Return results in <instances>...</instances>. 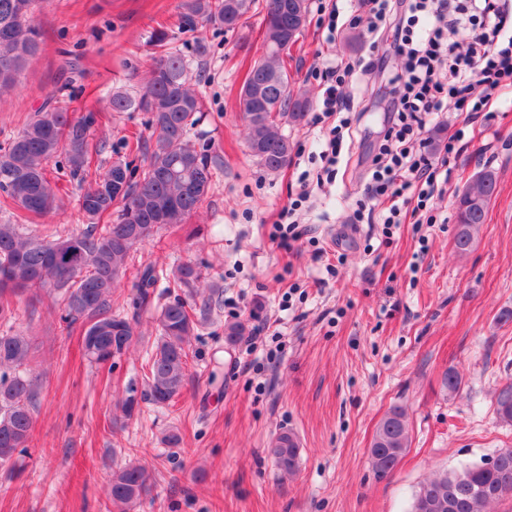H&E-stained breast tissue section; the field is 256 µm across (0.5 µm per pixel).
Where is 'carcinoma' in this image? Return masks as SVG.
<instances>
[{"mask_svg":"<svg viewBox=\"0 0 512 512\" xmlns=\"http://www.w3.org/2000/svg\"><path fill=\"white\" fill-rule=\"evenodd\" d=\"M38 0H0V95L16 86L17 77L40 50L35 26ZM255 0H183L178 27L195 32L212 25L227 30L240 27L242 17ZM263 56L248 70L240 91L246 139L251 154L269 172L288 165L292 145L282 125L303 120L311 100L294 90L284 53L297 40L290 15L308 16V0H266ZM155 42L161 53L149 77L135 97L116 93L114 112L137 109L148 115L150 136L136 139L135 151L143 165L115 160L104 172L92 165L104 142H95L91 130L102 123V113L89 109L75 116L59 105L40 107L22 130L0 144V194L9 200L20 221L28 216H47L59 208L48 165L64 153V174L82 189L79 209L87 227L67 235L22 232L20 223H0V322L15 316V304L25 294L42 290L58 294L61 320L71 328L80 325L88 360L96 365L114 363L134 343L135 320L112 309V296L133 262L137 246L161 228L156 215L164 213V225L184 223L207 197L212 186L215 159L210 150L190 142V131L204 115L203 100L190 87L191 77L182 50L168 31L160 29ZM493 169L480 170L457 196L455 250L465 254L474 234L484 223L496 190ZM118 212L113 224L101 219ZM75 242L81 268L73 271L56 263L54 249ZM166 277L185 289L159 306L160 336L147 360L146 389L119 402L122 417L139 412V400L170 404L185 386L192 337L205 320L206 311L194 309L188 297L197 292L201 270L191 263L172 268ZM160 279L152 265L137 269L134 303H151L150 288ZM30 339L12 329L0 332V466L14 464V455L27 447L36 422L41 386L32 363ZM497 414L512 422V386L497 400ZM405 413L392 407L379 421L368 458L376 477L384 479L410 448ZM275 466L292 475L297 472L300 448L296 436L278 434L268 448ZM152 479L141 464L129 461L112 471L108 498L119 512L141 503L150 493ZM512 494V448L497 452V464L465 465L436 474L415 492L411 512H487L488 506Z\"/></svg>","mask_w":512,"mask_h":512,"instance_id":"1","label":"carcinoma"}]
</instances>
